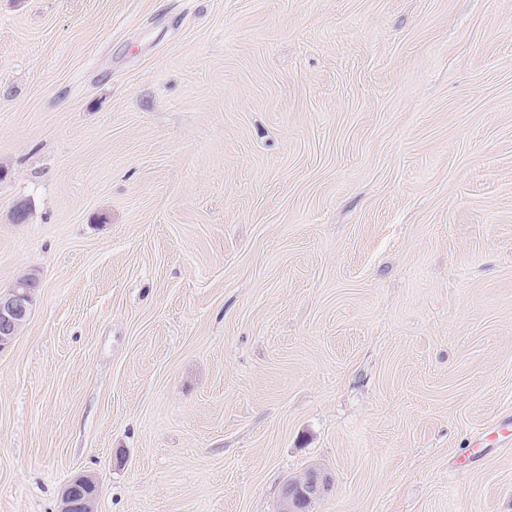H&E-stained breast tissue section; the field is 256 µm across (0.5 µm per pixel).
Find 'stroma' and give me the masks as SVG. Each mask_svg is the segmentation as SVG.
I'll list each match as a JSON object with an SVG mask.
<instances>
[{
  "label": "stroma",
  "mask_w": 512,
  "mask_h": 512,
  "mask_svg": "<svg viewBox=\"0 0 512 512\" xmlns=\"http://www.w3.org/2000/svg\"><path fill=\"white\" fill-rule=\"evenodd\" d=\"M28 272L0 512H512V0H0ZM331 486V478L323 471L312 468L295 481L287 482L282 493L280 512L307 511L312 503L324 496ZM99 492V484L95 478L76 477L68 483L62 493L61 512H93L95 494Z\"/></svg>",
  "instance_id": "obj_1"
}]
</instances>
